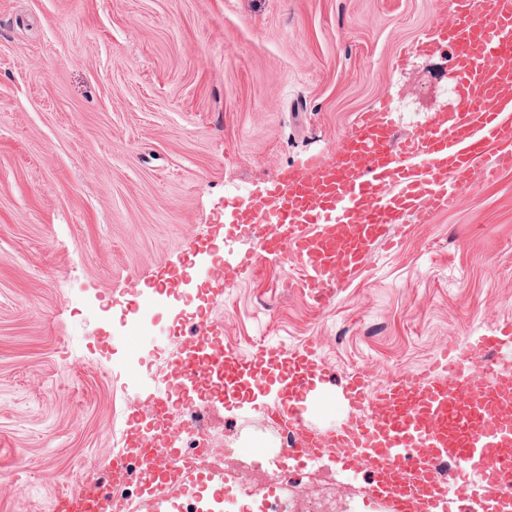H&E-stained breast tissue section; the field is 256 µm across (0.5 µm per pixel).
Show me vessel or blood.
I'll list each match as a JSON object with an SVG mask.
<instances>
[{"label":"vessel or blood","instance_id":"b4317fda","mask_svg":"<svg viewBox=\"0 0 512 512\" xmlns=\"http://www.w3.org/2000/svg\"><path fill=\"white\" fill-rule=\"evenodd\" d=\"M486 12L473 0H456L452 19L436 28L424 50L446 44L465 90L453 123L434 121L420 135L394 141L390 112L363 115L336 155L289 167L268 183L257 206H237L232 227L257 230L273 224L277 233L259 237L258 247L237 253L216 278L230 284L259 270L265 257L292 251L302 256L309 275L300 279L317 300L348 282L378 246L396 247L410 216L459 207L475 179H494L512 168V0H486ZM320 343L296 351L261 347L251 361L224 354V369L247 377L264 366L279 370L283 395L271 418L294 428L280 464L311 459L328 447L350 449L347 468H363L373 496L389 512H447L449 485L440 464L458 466L468 477L462 497L474 489L494 494L484 512H512V362L471 370L476 355L512 348V328L462 345L442 347L423 369L397 376L387 387L369 389L356 373L344 391L351 412L327 433L301 421L300 404L324 368ZM111 482L93 492L61 491L54 512H96Z\"/></svg>","mask_w":512,"mask_h":512}]
</instances>
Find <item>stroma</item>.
I'll return each mask as SVG.
<instances>
[{
    "instance_id": "stroma-1",
    "label": "stroma",
    "mask_w": 512,
    "mask_h": 512,
    "mask_svg": "<svg viewBox=\"0 0 512 512\" xmlns=\"http://www.w3.org/2000/svg\"><path fill=\"white\" fill-rule=\"evenodd\" d=\"M455 0H0V512H52L59 488L105 481L124 451L115 410L162 387L188 318L178 280L213 274L197 242L225 232L277 169L335 153L357 115L387 107L396 137L458 106L451 50L419 41ZM286 254L211 304L224 347L319 339L327 375L304 423L350 412L348 376L379 389L442 345L512 324V169L466 189L460 208L412 218L398 248L317 307ZM136 292L146 323L122 316ZM274 375L247 400L214 403L225 447L256 470L254 512H309L337 485L348 512H382L364 472L338 457L280 471L265 429ZM297 486L285 498L282 483Z\"/></svg>"
}]
</instances>
